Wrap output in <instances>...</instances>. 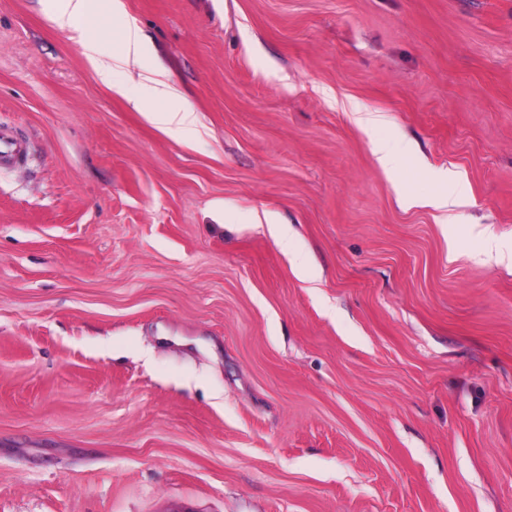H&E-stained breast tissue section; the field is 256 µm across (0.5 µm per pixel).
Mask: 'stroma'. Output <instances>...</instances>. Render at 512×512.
Segmentation results:
<instances>
[{
	"label": "stroma",
	"instance_id": "obj_1",
	"mask_svg": "<svg viewBox=\"0 0 512 512\" xmlns=\"http://www.w3.org/2000/svg\"><path fill=\"white\" fill-rule=\"evenodd\" d=\"M106 3L0 0V512H512V0ZM54 19L62 27H73L76 20L89 10L87 0H56ZM123 49L120 54L112 57V70L114 61L116 64L125 66H134L146 70L147 72L160 76L161 73L144 66V56L148 52V45L134 27H128L122 35ZM142 87L141 96L132 101L136 110L153 113L149 115L150 119L158 120L177 131L188 132L192 129L193 112L178 102L177 96L168 89L163 81L154 77H146V82ZM147 100L164 101L168 103V106L161 110H146L143 103ZM442 182L445 189L434 198L420 199L411 194H403L404 203L409 206L426 203L448 211V209L454 205L457 198L466 194V186L465 183L453 172L443 174Z\"/></svg>",
	"mask_w": 512,
	"mask_h": 512
}]
</instances>
